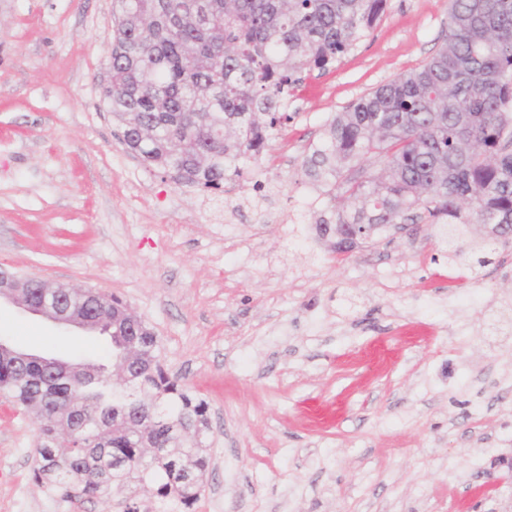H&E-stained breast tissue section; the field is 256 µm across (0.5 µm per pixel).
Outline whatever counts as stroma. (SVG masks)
Returning a JSON list of instances; mask_svg holds the SVG:
<instances>
[{
	"mask_svg": "<svg viewBox=\"0 0 512 512\" xmlns=\"http://www.w3.org/2000/svg\"><path fill=\"white\" fill-rule=\"evenodd\" d=\"M113 0H0V267L123 299L208 405L193 512H512V244L448 258L447 225L332 252L302 162L327 123L440 48L448 0H386L232 191L129 152L103 99ZM20 351L90 360L97 332L0 302ZM41 419L0 394V512H110L32 478Z\"/></svg>",
	"mask_w": 512,
	"mask_h": 512,
	"instance_id": "obj_1",
	"label": "stroma"
}]
</instances>
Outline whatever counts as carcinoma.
<instances>
[{
  "label": "carcinoma",
  "mask_w": 512,
  "mask_h": 512,
  "mask_svg": "<svg viewBox=\"0 0 512 512\" xmlns=\"http://www.w3.org/2000/svg\"><path fill=\"white\" fill-rule=\"evenodd\" d=\"M116 3L105 95L123 144L177 184L221 190L288 122L281 102L300 74L333 66L386 0H204L202 28L186 0ZM141 127L153 130L147 143L135 137ZM303 168L353 204L316 221L329 244L405 224L417 210L453 226L450 255H463L456 241L479 225L468 253L494 264L495 242L512 240V0H449L439 50L334 116ZM69 296L74 315L95 303L107 359L132 352L136 361L119 388L106 364H90L74 414L64 408L73 372L49 379L40 362L0 354V391L42 418L34 481L71 502L110 494L115 512H190L209 466L207 403L166 373L153 328L128 335L122 300L92 288Z\"/></svg>",
  "instance_id": "obj_1"
}]
</instances>
